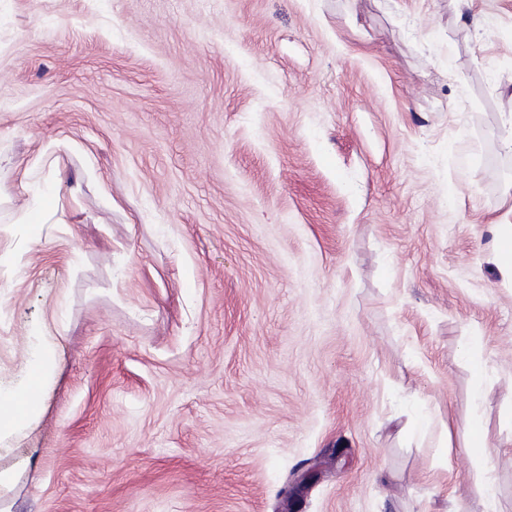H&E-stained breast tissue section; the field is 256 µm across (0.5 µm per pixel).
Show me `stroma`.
I'll return each mask as SVG.
<instances>
[{"instance_id": "stroma-1", "label": "stroma", "mask_w": 512, "mask_h": 512, "mask_svg": "<svg viewBox=\"0 0 512 512\" xmlns=\"http://www.w3.org/2000/svg\"><path fill=\"white\" fill-rule=\"evenodd\" d=\"M511 106L512 0H0V512H512ZM512 222L493 224L491 257L501 275L512 281Z\"/></svg>"}]
</instances>
